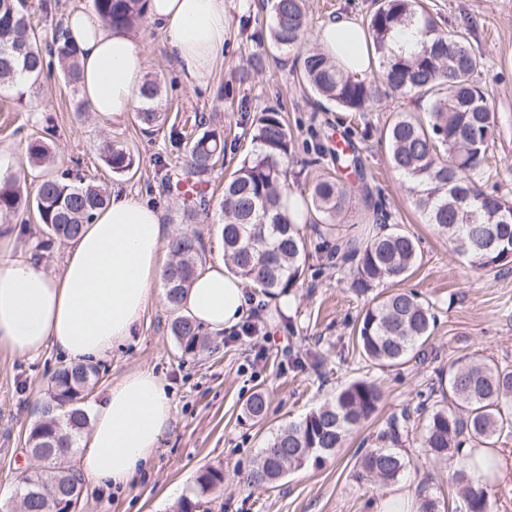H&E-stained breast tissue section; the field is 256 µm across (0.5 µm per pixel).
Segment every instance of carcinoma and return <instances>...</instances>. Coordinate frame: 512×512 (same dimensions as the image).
Masks as SVG:
<instances>
[{
  "mask_svg": "<svg viewBox=\"0 0 512 512\" xmlns=\"http://www.w3.org/2000/svg\"><path fill=\"white\" fill-rule=\"evenodd\" d=\"M263 3L271 19V48L285 55L298 53L307 88L316 96L346 111H358L376 101L384 86L427 102L423 114L394 112L384 127L393 167L405 178L426 223L454 245L470 244L461 255L473 270L490 273L512 264V197L483 189L492 176L493 121L487 95L474 80L481 61L469 48L468 33L442 29L422 0H376L365 34L379 56L380 70L368 80L343 72L319 48H303L305 0ZM92 5L112 28L131 31L145 19L144 0H92ZM409 25L419 26L423 40L418 52L406 56L392 49L391 40L397 27ZM49 50L57 57L65 83L77 86L80 67L75 48L57 35ZM47 67L25 0H0V89L13 91L21 101L37 88ZM143 95L134 115L138 125L148 131L165 124L160 81L145 80ZM195 126L188 136L176 133V144L186 156L188 172L202 177L224 162L226 143L224 134L206 120L198 119ZM248 131L254 148L224 182L217 221L224 260L236 275L275 298L298 284L316 253L326 267L347 270L350 290L357 296L407 277L419 256L415 237L399 224L377 225L373 215L364 217V228L352 234L337 232L336 219L347 192L331 177L317 180L304 200L308 211L322 216V223L315 225L318 241H308L303 227L281 211L294 153L281 110L263 109ZM26 155L44 170L35 196L18 178L0 175V218L33 213L47 236L40 242L44 247L75 238L109 202L107 190L75 184L65 172L56 175L55 156L41 137L27 140ZM102 157L116 174L128 173L136 165L134 153L118 142L106 143ZM202 251L198 235L182 232L170 245V260L163 271L165 303L176 313L171 333L184 354L205 344L202 328L177 314ZM433 321L429 304L400 289L365 310L354 327L353 343L371 365L399 366L425 344ZM98 380V368L89 364L63 366L51 377L43 408L53 412L41 414L27 438L38 467L22 483L21 512H64L63 505L78 502L82 480L66 458L88 428L83 400ZM440 385L443 403L429 410L421 447L430 458L453 464L452 481L466 512H494L496 457L487 460L477 488L471 470L478 463L466 449H490L504 431H512V369L492 360H460L448 368ZM382 399L375 383H350L302 419L280 427L249 471L248 482L272 486L309 460L335 453L350 431L378 410ZM266 409L265 394L256 392L246 405L245 417L259 418ZM411 421L407 411L388 420L379 445L359 457L361 478L385 483L407 470L409 461L395 445L409 434ZM223 485V468L204 470L192 495L183 497L175 512H200Z\"/></svg>",
  "mask_w": 512,
  "mask_h": 512,
  "instance_id": "1",
  "label": "carcinoma"
}]
</instances>
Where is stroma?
Listing matches in <instances>:
<instances>
[{
  "mask_svg": "<svg viewBox=\"0 0 512 512\" xmlns=\"http://www.w3.org/2000/svg\"><path fill=\"white\" fill-rule=\"evenodd\" d=\"M77 1L90 2L29 0L42 42H51ZM424 3L443 28L468 29L471 48L482 58L475 78L487 89L492 106L497 189L512 196V0ZM372 9V0H306V46H314L321 24L336 13L348 11L364 20ZM225 16L224 61L201 86L184 79L158 30L148 23L136 29L147 56V75L164 83L162 108L168 120L158 130L144 132L130 114L109 121L90 111L77 112L83 95L64 83L56 65L25 100L0 92V172L16 174L35 188L41 171L27 161L26 140L42 136L72 182L138 192L160 207L164 223L199 234L211 260L223 253L217 230L221 191L225 177L250 149L246 130L265 107H280L296 146L288 177L291 191L303 193L317 176H334L348 188L342 232L358 230L377 201L388 223L404 225L418 237L421 257L402 287L432 303L435 328L406 365L385 371L371 367L354 350L351 338L352 324L371 305V297L355 296L346 274L315 259L291 291L292 310L282 312L260 289L246 286L252 331L215 334L209 348L196 354L181 353L170 332L173 315L163 299H156L131 336L97 360L100 379L91 397L99 399L128 373L150 369L171 397V425L149 465L126 488L85 481L77 512H174L196 476L211 466L224 469L213 512H378L389 486L358 479L361 449L373 446L387 421L404 409L414 410L416 423H423L419 405L458 358L485 356L512 367V268L490 274L473 271L447 238L425 223L404 178L393 169L380 131L391 113L417 114L424 103L393 93L361 112L319 105L292 56L267 52L269 16L258 0H226ZM200 114L223 130L228 148L223 167L206 176L200 196L187 197L167 186V176H179L183 163L171 136L191 131ZM107 139L134 148L139 163L135 175L112 173L101 156ZM345 140L361 159V173L336 168L328 159L313 163L317 144ZM0 235L11 239L12 256L31 257L48 273L61 274L67 245L39 249V225L24 233L18 220H0ZM64 363L52 347L31 358L0 347L1 503L12 502L34 466L26 453L27 436L39 419L50 377ZM362 379L375 382L383 400L335 456L308 463L270 489L243 482L281 425L305 417L342 387ZM260 390L269 401L266 415L259 421L247 419L245 405ZM403 451L410 465L400 485L411 489L415 499L432 500L435 512H465L450 482L452 465L432 462L414 443L404 445Z\"/></svg>",
  "mask_w": 512,
  "mask_h": 512,
  "instance_id": "obj_1",
  "label": "stroma"
}]
</instances>
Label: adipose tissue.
Listing matches in <instances>:
<instances>
[{"instance_id":"ef3b65f1","label":"adipose tissue","mask_w":512,"mask_h":512,"mask_svg":"<svg viewBox=\"0 0 512 512\" xmlns=\"http://www.w3.org/2000/svg\"><path fill=\"white\" fill-rule=\"evenodd\" d=\"M225 0H147L149 22L185 79L203 83L224 59ZM63 34L76 46L83 96L96 115L116 119L138 107L147 66L139 38L71 7ZM322 49L348 72L369 67L359 20L340 13L317 33ZM174 234L141 195L113 190L72 240L61 275L27 258H0V347L31 357L47 347L73 364L103 357L131 335L154 295ZM247 310L242 281L223 260L199 265L180 312L211 331L238 324ZM80 467L92 481L127 485L149 463L172 421L170 396L152 370L127 374L89 415Z\"/></svg>"}]
</instances>
